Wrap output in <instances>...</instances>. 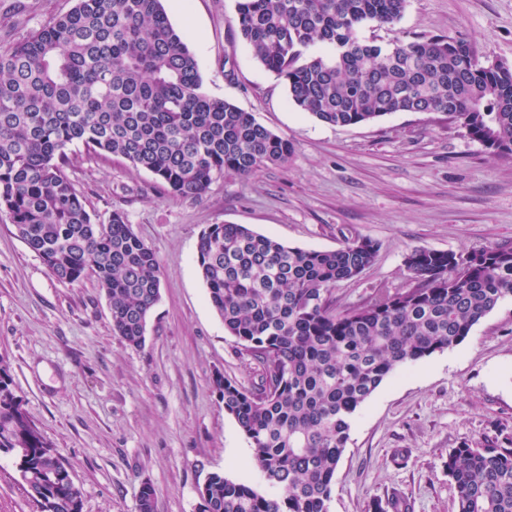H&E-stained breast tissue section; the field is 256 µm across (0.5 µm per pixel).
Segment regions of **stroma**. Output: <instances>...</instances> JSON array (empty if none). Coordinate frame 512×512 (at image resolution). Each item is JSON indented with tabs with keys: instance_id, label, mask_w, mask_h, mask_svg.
<instances>
[{
	"instance_id": "obj_1",
	"label": "stroma",
	"mask_w": 512,
	"mask_h": 512,
	"mask_svg": "<svg viewBox=\"0 0 512 512\" xmlns=\"http://www.w3.org/2000/svg\"><path fill=\"white\" fill-rule=\"evenodd\" d=\"M75 4L0 0V50ZM162 4L198 59L204 90L252 112L293 152L286 165L221 176L201 199L179 200L124 160L73 147L67 173L88 209L104 222L122 206L160 264L161 297L140 349L114 335L95 277L61 284L0 215V359L27 415L68 461L82 512H138L146 482L156 490L155 512H196L211 473L260 481L246 438L213 389L219 374L246 388L259 378L208 302L197 265L208 225L245 224L303 249L374 241L372 266L332 290L346 307L364 305L381 287L409 288L404 259L413 249L512 243V158L493 156L443 112H396L347 127L320 122L296 109L283 82L254 58L235 24L236 0ZM360 35L378 44L460 38L512 66V0H408L395 26L368 24ZM511 436L508 299L461 343L396 371L357 409L329 510L374 512L399 495L407 512H456L449 451ZM0 512H36L16 459L4 453Z\"/></svg>"
}]
</instances>
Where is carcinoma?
I'll return each instance as SVG.
<instances>
[{
    "label": "carcinoma",
    "mask_w": 512,
    "mask_h": 512,
    "mask_svg": "<svg viewBox=\"0 0 512 512\" xmlns=\"http://www.w3.org/2000/svg\"><path fill=\"white\" fill-rule=\"evenodd\" d=\"M407 0H237L235 23L289 101L336 126L394 112H445L495 156H512V68L445 36L365 42L366 24H396ZM148 172L174 199L197 200L224 174L288 163L293 146L202 89L186 37L162 0H76L68 13L0 50V214L60 282L92 273L112 331L142 348L160 299V266L112 206L95 221L66 174L70 147ZM370 239L334 250L290 247L244 224H211L197 243L208 300L227 335L256 362L246 389L213 386L252 448L262 484L212 473L197 512H329L356 410L395 370L461 343L512 299V244L405 258L412 286L378 288L338 309L336 283L375 261ZM0 452L18 459L38 512H82L69 464L29 419L0 363ZM457 512H512V440L448 454ZM142 485L138 512H155Z\"/></svg>",
    "instance_id": "obj_1"
}]
</instances>
